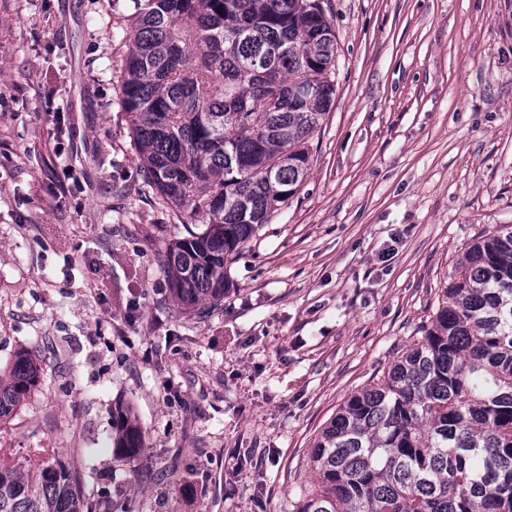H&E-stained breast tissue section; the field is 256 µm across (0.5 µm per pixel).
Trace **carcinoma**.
I'll list each match as a JSON object with an SVG mask.
<instances>
[{
  "mask_svg": "<svg viewBox=\"0 0 512 512\" xmlns=\"http://www.w3.org/2000/svg\"><path fill=\"white\" fill-rule=\"evenodd\" d=\"M135 32L119 106L145 179L178 221L165 243L171 297L206 316L227 265L293 197L309 139L336 97V34L321 0H130ZM23 353L0 377V420L40 381ZM119 451L140 426L112 413ZM296 512H512V224L473 240L430 326L387 375L356 391L312 451ZM0 512H84L76 475L0 458Z\"/></svg>",
  "mask_w": 512,
  "mask_h": 512,
  "instance_id": "cac0c4a2",
  "label": "carcinoma"
}]
</instances>
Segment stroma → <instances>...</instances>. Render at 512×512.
Returning <instances> with one entry per match:
<instances>
[{"label":"stroma","instance_id":"35a3bbf8","mask_svg":"<svg viewBox=\"0 0 512 512\" xmlns=\"http://www.w3.org/2000/svg\"><path fill=\"white\" fill-rule=\"evenodd\" d=\"M323 7L336 101L311 169L201 318L166 289L185 227L118 105L129 0H0V375L22 350L43 367L0 454L76 472L93 512H294L323 428L422 336L467 245L512 224V0ZM112 420L116 422L121 434L118 450L127 458L138 457L143 448V438L136 420L122 409L112 412Z\"/></svg>","mask_w":512,"mask_h":512}]
</instances>
